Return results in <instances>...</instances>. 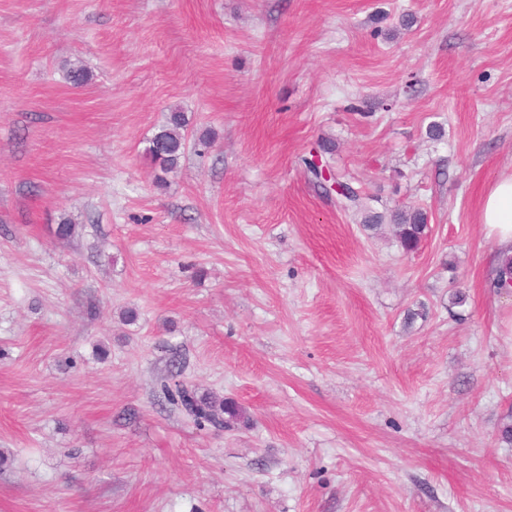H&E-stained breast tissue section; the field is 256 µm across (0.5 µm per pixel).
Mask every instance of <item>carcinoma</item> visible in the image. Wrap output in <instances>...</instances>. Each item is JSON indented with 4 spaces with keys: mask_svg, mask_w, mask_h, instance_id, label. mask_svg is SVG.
I'll list each match as a JSON object with an SVG mask.
<instances>
[{
    "mask_svg": "<svg viewBox=\"0 0 512 512\" xmlns=\"http://www.w3.org/2000/svg\"><path fill=\"white\" fill-rule=\"evenodd\" d=\"M190 120L186 113L174 110L169 113L166 123L148 140L146 153L154 165L164 174L176 169L187 149V127ZM392 220L396 226V237L407 251H413L420 245L427 234L428 224L425 212L415 208L410 212H395L391 215L374 212L369 215L367 228L375 229L378 225ZM493 287L507 290L512 287V257L501 260ZM177 360H172L169 375L160 381L159 394L174 410L187 416L200 429L206 427L232 429L236 426L249 425L250 418L246 410L230 399L219 400L208 393H201L197 388L178 379Z\"/></svg>",
    "mask_w": 512,
    "mask_h": 512,
    "instance_id": "cac0c4a2",
    "label": "carcinoma"
}]
</instances>
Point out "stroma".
Instances as JSON below:
<instances>
[{"instance_id": "35a3bbf8", "label": "stroma", "mask_w": 512, "mask_h": 512, "mask_svg": "<svg viewBox=\"0 0 512 512\" xmlns=\"http://www.w3.org/2000/svg\"><path fill=\"white\" fill-rule=\"evenodd\" d=\"M511 173L512 0H0V512H512ZM175 350L248 426L159 401ZM190 120L185 112L174 110L166 123L148 140L146 153L164 174L176 169L187 149V127ZM480 223L505 255L512 254V174L494 180L482 197ZM502 254V255H503ZM396 226V237L406 251H413L427 234L428 224L425 212L414 208L410 212H395L389 215Z\"/></svg>"}]
</instances>
